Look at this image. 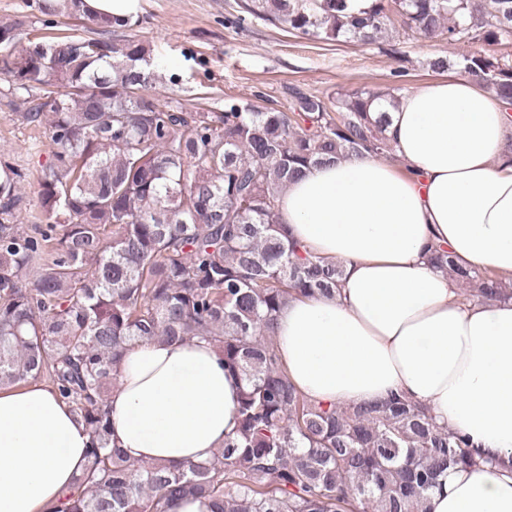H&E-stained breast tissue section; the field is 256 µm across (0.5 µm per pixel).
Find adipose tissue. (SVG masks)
<instances>
[{"mask_svg": "<svg viewBox=\"0 0 512 512\" xmlns=\"http://www.w3.org/2000/svg\"><path fill=\"white\" fill-rule=\"evenodd\" d=\"M385 134L396 162L353 155L284 190L289 234L344 268L336 296L288 299L278 353L318 402L405 393L470 438L491 466L452 468L429 512H512V300H463L425 257L447 244L461 266L512 281V104L458 73L397 96ZM237 387L213 343H143L108 402L129 459H209L236 427ZM91 436L44 385L0 389V512H51Z\"/></svg>", "mask_w": 512, "mask_h": 512, "instance_id": "adipose-tissue-1", "label": "adipose tissue"}]
</instances>
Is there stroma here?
I'll use <instances>...</instances> for the list:
<instances>
[{"label": "stroma", "instance_id": "stroma-1", "mask_svg": "<svg viewBox=\"0 0 512 512\" xmlns=\"http://www.w3.org/2000/svg\"><path fill=\"white\" fill-rule=\"evenodd\" d=\"M241 0H140L136 25L128 30L100 28L81 19L45 22L26 0H0V21L23 19L32 41L54 36L142 42L154 75L149 89L159 103L181 102L186 109H224L235 99L258 108L287 111L294 92L321 98L361 87L412 89L432 80L426 62L459 57L464 48L440 38L396 34L380 43L317 42L243 13ZM22 93L0 76V159L24 175L20 222L47 223L38 199V176L52 160V147L24 122Z\"/></svg>", "mask_w": 512, "mask_h": 512}]
</instances>
